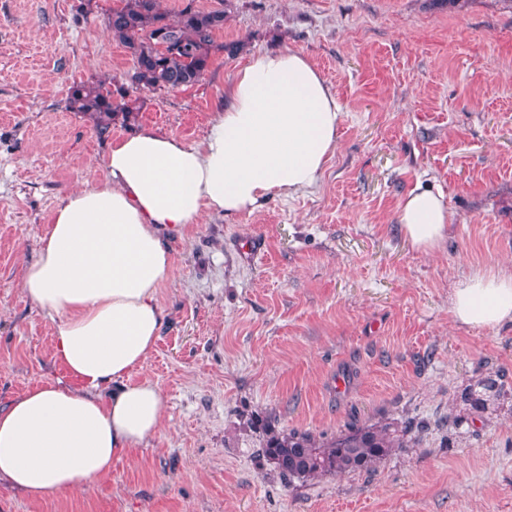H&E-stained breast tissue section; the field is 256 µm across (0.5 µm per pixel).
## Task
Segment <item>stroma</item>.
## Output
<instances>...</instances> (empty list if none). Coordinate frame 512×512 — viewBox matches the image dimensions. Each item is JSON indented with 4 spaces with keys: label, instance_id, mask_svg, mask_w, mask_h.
<instances>
[{
    "label": "stroma",
    "instance_id": "obj_1",
    "mask_svg": "<svg viewBox=\"0 0 512 512\" xmlns=\"http://www.w3.org/2000/svg\"><path fill=\"white\" fill-rule=\"evenodd\" d=\"M225 11L201 81L145 93L137 126L198 143L250 54L307 56L342 107L317 186L254 212L210 213L168 240L175 276L135 381L161 389V432L109 478L0 512H512V324L472 328L450 299L474 273L512 271V0H165ZM119 0H0V406L69 384L49 314L21 291L60 199L105 175L114 125L66 109L72 84L132 67L104 24ZM443 191L448 232L417 250L398 223L416 184ZM260 240L250 256L244 243ZM497 379L494 410L461 396ZM328 441L353 425L416 442L370 472L285 483L244 426Z\"/></svg>",
    "mask_w": 512,
    "mask_h": 512
}]
</instances>
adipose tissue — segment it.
Segmentation results:
<instances>
[{"instance_id":"obj_1","label":"adipose tissue","mask_w":512,"mask_h":512,"mask_svg":"<svg viewBox=\"0 0 512 512\" xmlns=\"http://www.w3.org/2000/svg\"><path fill=\"white\" fill-rule=\"evenodd\" d=\"M341 119L320 71L281 49L252 54L237 70L199 143L150 127L112 142L104 179L60 199L25 268L22 291L51 314L54 356L72 383L45 380L0 406V481L35 502L80 490L161 431V390L129 376L156 346L158 291L175 271L162 232L315 186ZM398 216L426 252L450 222L444 195L420 185L402 196ZM451 311L471 327L512 322V273L470 275Z\"/></svg>"}]
</instances>
